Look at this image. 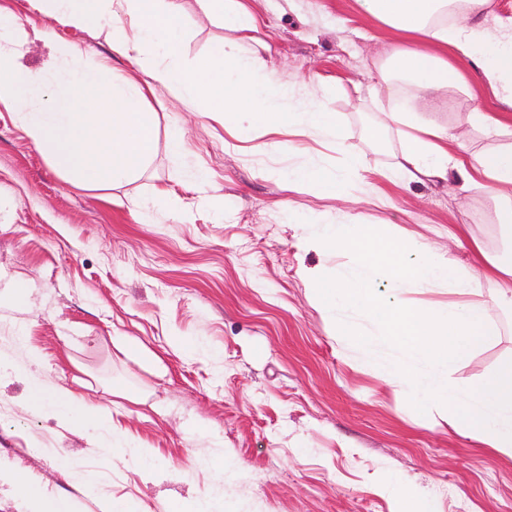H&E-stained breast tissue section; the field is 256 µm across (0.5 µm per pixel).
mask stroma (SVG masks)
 I'll use <instances>...</instances> for the list:
<instances>
[{"label": "stroma", "instance_id": "obj_1", "mask_svg": "<svg viewBox=\"0 0 512 512\" xmlns=\"http://www.w3.org/2000/svg\"><path fill=\"white\" fill-rule=\"evenodd\" d=\"M183 55L194 65L224 39V24L198 0H178ZM257 37L278 83L298 97L326 96L344 115L340 142H308L305 156L335 169L337 147L362 156L370 181L392 204L316 198L280 176L294 158L270 148L257 129L233 143L223 123L183 107L166 89L148 95L153 161L134 182L87 187L57 171L0 107V469L25 471L46 494L130 500L136 512H192L213 496L222 512H396V494L416 490L430 512H512V459L475 445L455 415L423 412L411 394L386 384L383 361L403 360L374 325L366 342L338 335L309 300L305 278L324 262L309 248L310 211L389 224L460 269L473 267V242L505 243L494 204L482 191L388 182L400 127L368 129L385 88L367 93L369 73L397 42L395 31L360 12L355 0H249ZM86 60L108 59L111 77L134 75L103 38L59 27ZM317 81H309L308 73ZM341 79L322 88L321 79ZM496 108L489 87L424 98L419 110L453 127L482 151L494 142L462 123L473 103ZM182 133L184 155L166 148ZM208 174L224 197L209 206L188 181ZM163 188L175 203L143 220L136 198ZM461 224L459 240L448 227ZM21 294H14V287ZM499 334L447 375L475 389L512 360V309L495 313ZM148 349L162 371L140 364L112 339ZM73 387L108 419L89 440L28 402L34 380ZM151 449L158 471L144 476L113 438ZM97 480L79 485L60 465Z\"/></svg>", "mask_w": 512, "mask_h": 512}]
</instances>
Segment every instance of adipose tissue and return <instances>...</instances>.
Returning a JSON list of instances; mask_svg holds the SVG:
<instances>
[{
  "instance_id": "ef3b65f1",
  "label": "adipose tissue",
  "mask_w": 512,
  "mask_h": 512,
  "mask_svg": "<svg viewBox=\"0 0 512 512\" xmlns=\"http://www.w3.org/2000/svg\"><path fill=\"white\" fill-rule=\"evenodd\" d=\"M209 15L223 19L229 35L214 46L210 58L186 67L183 22L176 0H33L55 23L96 31L126 57L141 78L108 79L105 63L85 61L65 46L55 68L18 70L14 56L27 44L28 32L15 20L0 17V105L13 109L18 126L73 181L117 187L131 183L155 151L154 123L142 105L147 92L164 87L184 105L208 112L231 125L237 136L255 127L267 134L288 131L312 139L336 137L344 123L326 99L285 105L287 87L278 85L263 55L253 49L256 21L244 0H199ZM367 15L401 37L372 79L388 90L384 115L404 128V143L389 181L453 183L461 190L477 187L495 203V222L503 239L512 238V18L487 14V0H357ZM487 84L504 112L477 105L465 123L486 137L499 139L496 149L474 154L448 148L447 125L422 116L417 102L448 87L470 92V77ZM362 158L345 152L336 169L296 163L289 185L314 188L317 197L342 198L359 190L385 201L364 174ZM325 261L343 250L357 255L354 273L324 270L308 274L313 305L341 335L359 338L360 329L343 320L352 312L376 323L384 336L413 359L455 367L499 331L497 308L512 306V255L484 256L479 274H461L427 248L387 224L371 225L346 217L317 220L309 236ZM497 281L494 291L481 279ZM447 284L454 301L439 307L404 303L406 288ZM388 297H381L380 288ZM381 379L405 388L425 412L445 410L457 417L460 434L512 458V362L501 366L478 389H460L447 380L430 382L401 363L380 369ZM30 402L90 436H98L106 419L78 405L73 392L40 380L31 386ZM28 512H81L70 496H44L23 474L6 473Z\"/></svg>"
}]
</instances>
